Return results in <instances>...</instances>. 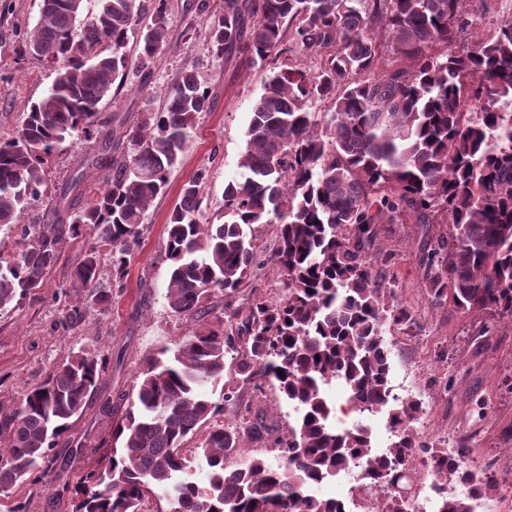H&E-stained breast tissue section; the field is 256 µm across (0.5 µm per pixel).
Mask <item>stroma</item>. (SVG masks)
<instances>
[{"mask_svg": "<svg viewBox=\"0 0 512 512\" xmlns=\"http://www.w3.org/2000/svg\"><path fill=\"white\" fill-rule=\"evenodd\" d=\"M198 0H167L169 47L132 83L115 88L111 101L99 108L115 137H123L142 113L163 107L177 74L195 69L212 103L187 137L179 165L169 176L164 195L147 212V230L132 258L123 291L113 293L107 306L87 312L84 322L64 320L74 269L90 238L64 243L42 287L14 309L0 312V401L20 400L31 385L69 352L89 346L101 351L108 366L98 382L95 404L74 419L57 440L53 455L77 448L67 467L52 466L37 480L17 488L30 512H71L68 498H52L49 486L76 482L83 470L107 453L110 420L99 403L110 400L114 413L128 405L140 368L147 357L174 347L188 330L165 299L169 264L165 259L168 216L182 184L198 168L208 170L199 220L211 222L223 201L225 185L237 177L245 149L244 132L252 108L275 67L296 60L316 69V58L290 48L286 54L247 66L240 58L216 59L209 30L201 19ZM40 16V0H0V140L11 138L31 102L50 86V66L24 46L27 30ZM96 142L66 140L51 156L47 174L50 190L60 189L69 175L86 171L92 186L103 185L106 170H84ZM381 242L395 254L394 296L415 311L421 330L415 336L386 331L390 350L392 392L421 402L423 416L415 423L420 436L456 446L469 444L468 467L481 476H496L500 484L489 505L491 512H512V331L492 317H473L452 305H431L420 265L421 241L412 224H388ZM242 405L273 412L281 430L294 425L297 414L273 386L263 392L241 390Z\"/></svg>", "mask_w": 512, "mask_h": 512, "instance_id": "1", "label": "stroma"}]
</instances>
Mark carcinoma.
<instances>
[{"mask_svg": "<svg viewBox=\"0 0 512 512\" xmlns=\"http://www.w3.org/2000/svg\"><path fill=\"white\" fill-rule=\"evenodd\" d=\"M82 2L41 0L26 43L54 78L16 134L0 142V228L18 237L15 250L0 249V310L41 288L66 240L88 236L93 243L74 270L76 300L66 305L71 325L124 287L147 211L164 194L187 132L211 109L197 73L182 71L164 107L131 126V151L112 158L108 136L87 160L111 170L104 186L81 187L83 171L72 178L70 190L88 194L84 206L67 209L60 224L18 223L44 200L53 150L74 136L95 138L113 82L137 75L169 46L165 0L150 9L142 0H100L85 18ZM487 10V0H224L214 14L200 0L216 57L234 51L254 65L289 38L320 66L310 72L291 60L269 78L244 133L240 179L225 186L217 222L198 220L207 170L182 184L167 224L166 300L188 332L171 355L146 359L112 425L111 451L77 482L71 512H138L151 496L169 512H346L315 488L358 459L379 512H412L410 461L418 452L436 478L437 512H474L475 498L491 499L497 480L463 466L468 445L422 439L413 426L421 403L392 398L385 328L409 336L418 322L395 302V253L380 245L382 225H419L431 303L512 327V17L469 42L473 18ZM136 29L133 59L127 45ZM386 51L391 66L378 72ZM255 224L276 225L267 263L282 295L238 302L256 264ZM433 224L448 232L432 235ZM104 256L112 265L106 285ZM219 291L227 318L212 319L209 301ZM104 368L98 350L81 348L18 402H0L6 512H28L13 490L93 403ZM333 382L347 389V410L389 417L397 440L386 453H373L368 426L336 425L325 392ZM267 383L297 410L289 433L263 410L239 426L214 422L237 412L241 386L261 393ZM202 429L196 453H186ZM248 441L271 442L278 466L249 454ZM234 455L242 463L230 469ZM450 480L470 493L448 495Z\"/></svg>", "mask_w": 512, "mask_h": 512, "instance_id": "cac0c4a2", "label": "carcinoma"}]
</instances>
